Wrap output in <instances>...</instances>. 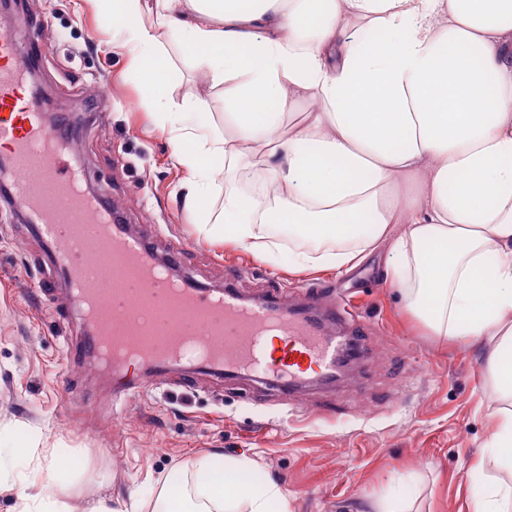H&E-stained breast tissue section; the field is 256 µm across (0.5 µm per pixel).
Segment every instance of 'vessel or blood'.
I'll return each mask as SVG.
<instances>
[{"label":"vessel or blood","instance_id":"1","mask_svg":"<svg viewBox=\"0 0 512 512\" xmlns=\"http://www.w3.org/2000/svg\"><path fill=\"white\" fill-rule=\"evenodd\" d=\"M26 62L14 32H1L0 159L18 173L15 203L52 245L50 263L68 276L73 301L86 313L95 305L113 311L110 321L94 325L90 347L96 357L121 375L133 358L156 370L204 363L219 372L262 376L288 396L335 375L341 361L357 359L362 336L334 329L348 317L344 306L317 323L273 294L249 302L230 287H190L169 273L184 244L173 245L160 263L143 236L109 223L79 192L84 175L68 151L54 148L57 132L30 110L22 94ZM102 242L123 259L108 288L97 259Z\"/></svg>","mask_w":512,"mask_h":512}]
</instances>
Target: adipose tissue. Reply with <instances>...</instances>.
I'll list each match as a JSON object with an SVG mask.
<instances>
[{
    "mask_svg": "<svg viewBox=\"0 0 512 512\" xmlns=\"http://www.w3.org/2000/svg\"><path fill=\"white\" fill-rule=\"evenodd\" d=\"M125 31L144 108L167 133L190 205L224 180L220 235L272 255L270 225L301 232L297 268L342 270L378 244L408 311L438 336L481 342L499 390L512 396V0H89ZM382 30L366 41L360 24ZM224 86L235 139L175 120L160 80L159 31ZM318 109L281 119L298 92ZM260 195L243 194L244 183ZM247 459L201 455L179 491L161 482L127 512H268L288 496L244 478ZM20 483L17 512L74 508L67 471L48 455Z\"/></svg>",
    "mask_w": 512,
    "mask_h": 512,
    "instance_id": "adipose-tissue-1",
    "label": "adipose tissue"
}]
</instances>
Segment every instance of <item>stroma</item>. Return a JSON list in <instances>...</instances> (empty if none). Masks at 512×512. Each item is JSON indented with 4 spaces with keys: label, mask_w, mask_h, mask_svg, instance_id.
<instances>
[{
    "label": "stroma",
    "mask_w": 512,
    "mask_h": 512,
    "mask_svg": "<svg viewBox=\"0 0 512 512\" xmlns=\"http://www.w3.org/2000/svg\"><path fill=\"white\" fill-rule=\"evenodd\" d=\"M19 16L49 22L35 47L42 96L49 111L73 115L86 185L134 232H148L158 255L183 240L181 274L211 289L230 283L258 300L273 292L287 306L312 291L347 300L367 341L350 379L289 402L273 384L189 364L146 391L117 390L113 374L78 355L84 325L48 246L2 200L0 447L16 449L18 478L30 477L44 449H58L74 473L64 490L73 506L98 496L118 512L131 496L149 495L151 479L207 453L219 463L253 460L254 484L287 490L291 512H473L487 420L507 405L484 347L432 335L414 318L386 278L385 248L340 274L295 269L284 246L259 260L207 234L224 210V183L216 181L203 210L187 208L184 173L140 106L143 86L118 47V26L85 0H14L0 20ZM159 42L172 111L204 99L216 134L233 136L223 87L167 31ZM102 409L110 417H99Z\"/></svg>",
    "instance_id": "stroma-1"
}]
</instances>
